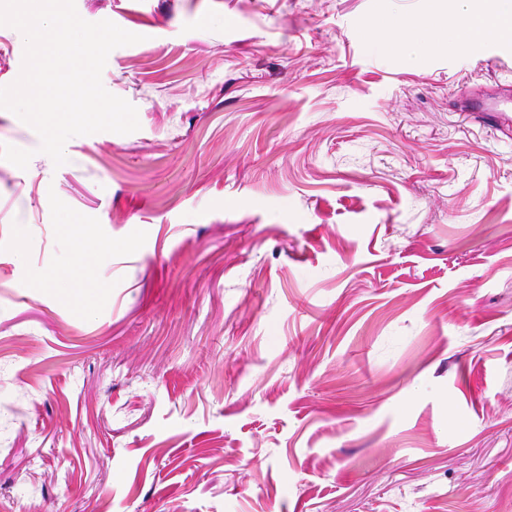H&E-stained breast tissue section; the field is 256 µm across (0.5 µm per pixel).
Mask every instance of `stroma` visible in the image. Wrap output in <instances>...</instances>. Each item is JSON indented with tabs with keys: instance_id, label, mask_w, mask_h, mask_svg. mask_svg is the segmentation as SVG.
<instances>
[{
	"instance_id": "1",
	"label": "stroma",
	"mask_w": 512,
	"mask_h": 512,
	"mask_svg": "<svg viewBox=\"0 0 512 512\" xmlns=\"http://www.w3.org/2000/svg\"><path fill=\"white\" fill-rule=\"evenodd\" d=\"M434 2L75 0L140 128L0 109V512H512V43ZM457 112L476 113L482 119L492 121L499 127L510 128L512 124V84L497 82V91L494 94L474 92L464 100L453 102Z\"/></svg>"
}]
</instances>
